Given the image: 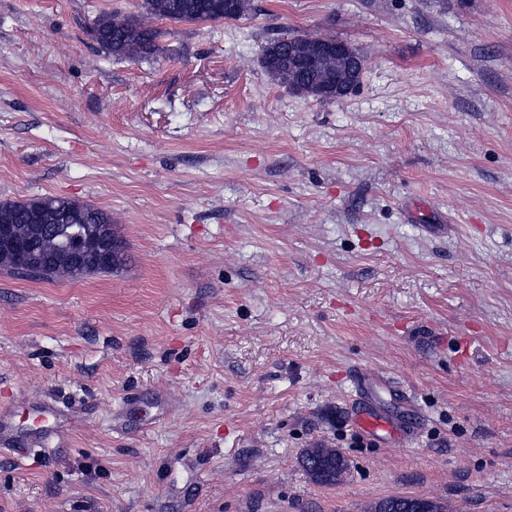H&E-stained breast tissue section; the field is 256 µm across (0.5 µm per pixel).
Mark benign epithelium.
Here are the masks:
<instances>
[{
	"mask_svg": "<svg viewBox=\"0 0 512 512\" xmlns=\"http://www.w3.org/2000/svg\"><path fill=\"white\" fill-rule=\"evenodd\" d=\"M288 53V88L299 89L296 65H302L318 75L320 89L336 93V98L347 96L358 84L362 55L352 44L318 35L295 36L282 34L277 40L274 55ZM32 235L58 237L60 223L53 214H43L39 223L30 225ZM0 252L7 257L20 258L25 265L33 267L43 262L55 266L70 280L80 278L86 270V257L97 256L96 267L106 269L118 263L123 254L119 238L112 235V227L102 224L96 230L85 234L79 230L61 242L53 252L42 253L14 233V224L9 216L0 217Z\"/></svg>",
	"mask_w": 512,
	"mask_h": 512,
	"instance_id": "1",
	"label": "benign epithelium"
}]
</instances>
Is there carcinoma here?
<instances>
[{
    "instance_id": "1",
    "label": "carcinoma",
    "mask_w": 512,
    "mask_h": 512,
    "mask_svg": "<svg viewBox=\"0 0 512 512\" xmlns=\"http://www.w3.org/2000/svg\"><path fill=\"white\" fill-rule=\"evenodd\" d=\"M145 14L174 22H212L238 20L244 12L237 10L233 0H143ZM91 36L99 46L115 58L148 59L158 51L159 32L134 16L118 18L114 14L98 17ZM45 207L61 212L71 208L83 211L84 223L110 224L112 217L105 211L66 197L46 196L26 202H0V208L10 209L14 223L26 224L30 213ZM302 464L311 477L324 486L340 482L347 471L345 458L334 448H307ZM445 512V507L428 500L396 496L377 502L369 512Z\"/></svg>"
}]
</instances>
